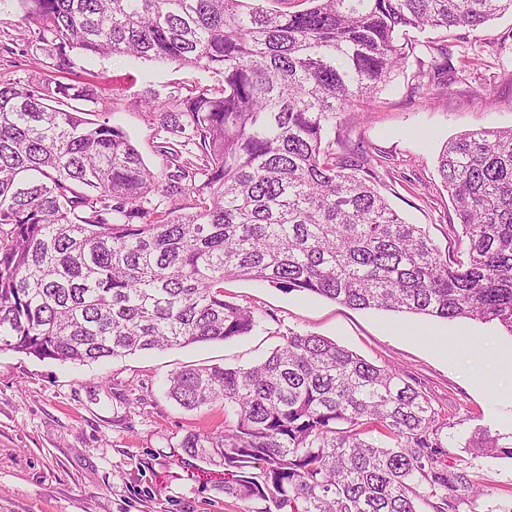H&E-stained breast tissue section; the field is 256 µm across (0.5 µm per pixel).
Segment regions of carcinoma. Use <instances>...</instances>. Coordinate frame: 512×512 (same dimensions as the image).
I'll return each mask as SVG.
<instances>
[{
  "label": "carcinoma",
  "mask_w": 512,
  "mask_h": 512,
  "mask_svg": "<svg viewBox=\"0 0 512 512\" xmlns=\"http://www.w3.org/2000/svg\"><path fill=\"white\" fill-rule=\"evenodd\" d=\"M0 0L25 33L10 67L73 53L208 71L214 88L145 100L162 167L119 128L86 118L89 79L0 82V351L89 363L258 330L225 299L246 278L356 310L495 323L512 336V127L442 145L437 171L465 248L450 256L381 192V163L332 137L415 57L409 94H448V30L512 0ZM440 33L419 40L415 34ZM187 410L224 407V430L187 434L224 468V494L266 512H458L478 490L448 466V422L395 367L313 333L250 368L168 379Z\"/></svg>",
  "instance_id": "1"
}]
</instances>
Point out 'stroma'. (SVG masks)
Instances as JSON below:
<instances>
[{
	"label": "stroma",
	"instance_id": "1",
	"mask_svg": "<svg viewBox=\"0 0 512 512\" xmlns=\"http://www.w3.org/2000/svg\"><path fill=\"white\" fill-rule=\"evenodd\" d=\"M461 72L448 95L422 106L408 98L409 74L377 95L364 113H344L340 135L380 159L393 209L422 225L444 251L455 206L436 172L442 143L478 127L512 126V13L481 30L448 39ZM98 95L95 121L119 127L144 163L159 170L160 133L141 98L173 82L213 86L212 73L170 63L78 57ZM227 300L258 308L261 331L228 341L196 343L78 364L0 352V512H263L220 490L222 467L187 456L183 438L223 427L220 407L187 411L166 395L170 373L198 366L247 368L283 343L288 331L314 333L380 366L400 368L448 420V462L466 469L482 494L459 512H512V457L479 451L482 436L512 445V401L503 398L498 366L512 336L490 323L354 310L335 301L250 280L224 285ZM463 338L451 359L439 357L433 335Z\"/></svg>",
	"mask_w": 512,
	"mask_h": 512
}]
</instances>
